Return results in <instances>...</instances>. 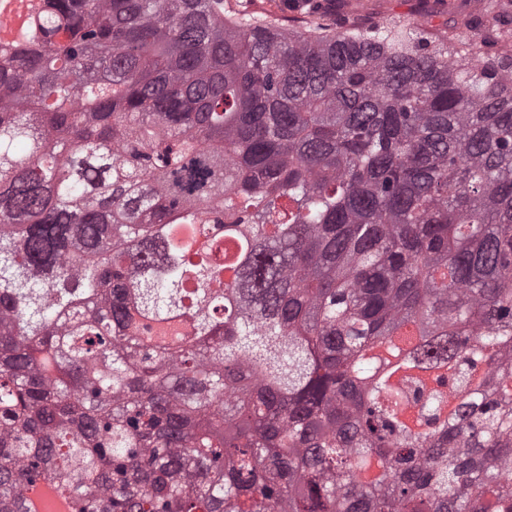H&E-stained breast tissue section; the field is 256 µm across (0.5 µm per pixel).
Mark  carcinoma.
I'll return each mask as SVG.
<instances>
[{
    "mask_svg": "<svg viewBox=\"0 0 512 512\" xmlns=\"http://www.w3.org/2000/svg\"><path fill=\"white\" fill-rule=\"evenodd\" d=\"M40 2L0 44V512L41 479L74 512H512V56ZM405 326L431 383L370 386Z\"/></svg>",
    "mask_w": 512,
    "mask_h": 512,
    "instance_id": "1",
    "label": "carcinoma"
}]
</instances>
